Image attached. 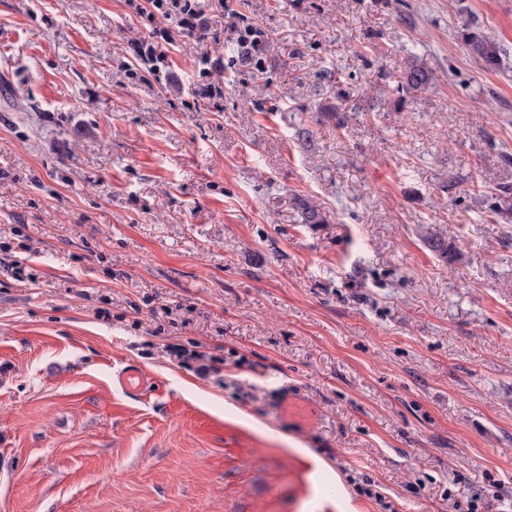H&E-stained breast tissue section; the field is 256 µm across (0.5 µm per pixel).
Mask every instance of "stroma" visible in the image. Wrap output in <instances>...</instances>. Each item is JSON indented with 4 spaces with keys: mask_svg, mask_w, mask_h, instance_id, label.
Here are the masks:
<instances>
[{
    "mask_svg": "<svg viewBox=\"0 0 512 512\" xmlns=\"http://www.w3.org/2000/svg\"><path fill=\"white\" fill-rule=\"evenodd\" d=\"M204 5L159 81L123 0H0V512H319L299 454L512 512V68L461 39L512 54V0H235L251 63ZM231 31L235 35L232 41L234 40L240 50L239 58L244 62H250L261 47L256 28L252 24H243L242 27L236 24L231 26ZM461 36L468 54L482 63L483 68L489 71L504 69L506 52L490 34L466 25ZM403 79L408 89L419 91L424 90L429 86L431 76L424 67L418 65L414 61H409L405 66ZM116 380L123 393L133 395L148 391L155 384L141 367L134 365L119 372Z\"/></svg>",
    "mask_w": 512,
    "mask_h": 512,
    "instance_id": "stroma-1",
    "label": "stroma"
}]
</instances>
